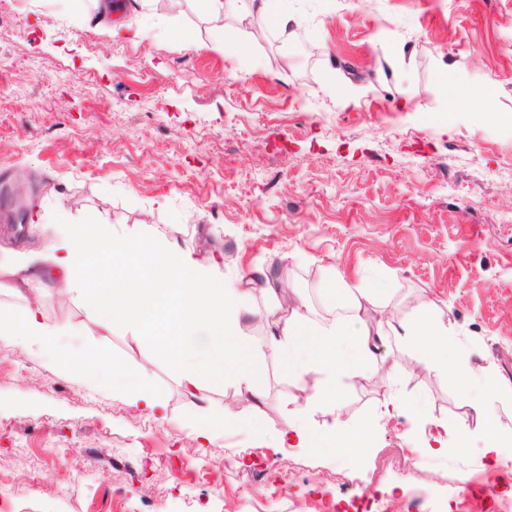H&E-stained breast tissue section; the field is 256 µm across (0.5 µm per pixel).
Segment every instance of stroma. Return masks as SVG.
<instances>
[{"label": "stroma", "instance_id": "35a3bbf8", "mask_svg": "<svg viewBox=\"0 0 512 512\" xmlns=\"http://www.w3.org/2000/svg\"><path fill=\"white\" fill-rule=\"evenodd\" d=\"M304 29L284 37L229 14L223 49L187 0L143 37L108 29L121 15L86 22L92 0L60 13L52 0L0 7V246L21 248L18 208L74 219L98 215L116 237L167 233L226 278L262 270L298 288L330 317L322 282L378 278L381 315L431 300L476 371L512 384V128L482 111L512 114V0H293ZM191 32L189 48L169 37ZM474 89L455 112L445 85ZM492 98H485V90ZM39 303L47 321L89 322L84 305L32 281L25 297L0 289V305ZM74 349L108 351L142 368L165 418L130 408L110 388L58 374L20 341H0V512H329L337 502L381 496L403 512H461L464 481L512 500V473L487 471L472 452L429 459L407 433L406 413L378 419L391 389L451 420L483 398L481 381L459 393L452 378L416 367L393 342L384 367L343 379V418L366 423L364 458L331 446L332 419L308 398L323 379L296 380L272 356L258 363L261 399L231 382L187 395L152 343L95 330ZM306 404L311 448L273 451L284 408ZM227 419L200 439L201 411ZM254 420L257 430L238 421Z\"/></svg>", "mask_w": 512, "mask_h": 512}]
</instances>
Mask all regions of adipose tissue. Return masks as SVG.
Here are the masks:
<instances>
[{
  "mask_svg": "<svg viewBox=\"0 0 512 512\" xmlns=\"http://www.w3.org/2000/svg\"><path fill=\"white\" fill-rule=\"evenodd\" d=\"M198 10L212 23L215 45L224 43V17L233 13L260 22L280 33L300 24L289 10L288 0H195ZM10 289L24 294L31 279L71 288L92 316L91 324L63 322L49 325L39 306H26L22 314L0 309V340H21L38 348L40 357L60 372L93 386H108L123 394L130 406L164 414L163 400L152 390L146 370L119 371L109 353L88 349L75 352L68 339L88 336L93 330H133L152 340L156 354L179 375L187 390L232 379L250 385L257 360L273 354L294 377L312 368L325 371V382L313 401L330 411L338 424L334 448L348 447L350 436L342 417L337 384L343 378L365 373L379 362L381 347L390 340L410 348L415 361L439 373H452L459 387L481 379L483 399L473 404L472 415H460L444 423L429 416L420 400L405 401L390 395L379 415L388 419L408 408L425 421L427 431L421 453L440 458L468 452L472 425L483 430L480 454L497 469L512 468V437L504 435L496 415V403L512 396V386L491 372L475 373L468 350L450 337L447 323L435 314L433 301H424L411 312L388 319H374L369 307L383 290L379 284H352L334 277L329 295L343 306L344 315L329 321L312 317L307 300L294 293L293 303L278 310L264 342L247 339L241 322L249 289L225 279L216 271L200 268L174 236L146 234L115 238L103 220L93 224L71 223L60 216L53 240L45 247L8 249L0 255V278Z\"/></svg>",
  "mask_w": 512,
  "mask_h": 512,
  "instance_id": "obj_1",
  "label": "adipose tissue"
}]
</instances>
